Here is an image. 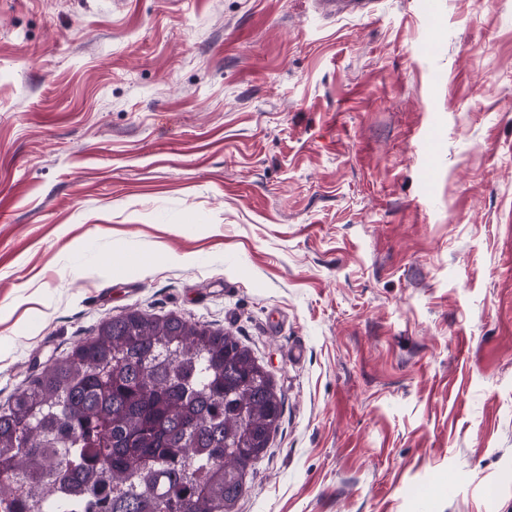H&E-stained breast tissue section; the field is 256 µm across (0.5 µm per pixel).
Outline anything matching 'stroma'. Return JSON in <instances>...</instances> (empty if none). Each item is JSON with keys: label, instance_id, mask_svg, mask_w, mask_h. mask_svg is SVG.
Listing matches in <instances>:
<instances>
[{"label": "stroma", "instance_id": "35a3bbf8", "mask_svg": "<svg viewBox=\"0 0 512 512\" xmlns=\"http://www.w3.org/2000/svg\"><path fill=\"white\" fill-rule=\"evenodd\" d=\"M317 2L0 0V408L173 313L283 399L236 512H512V0Z\"/></svg>", "mask_w": 512, "mask_h": 512}]
</instances>
